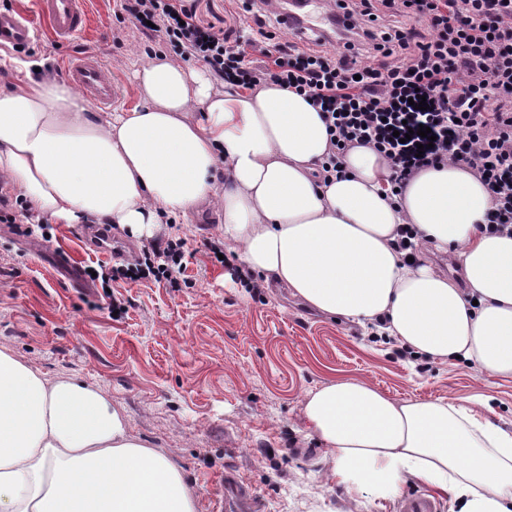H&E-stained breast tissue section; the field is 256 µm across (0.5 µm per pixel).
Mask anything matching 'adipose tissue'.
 Returning a JSON list of instances; mask_svg holds the SVG:
<instances>
[{"mask_svg": "<svg viewBox=\"0 0 512 512\" xmlns=\"http://www.w3.org/2000/svg\"><path fill=\"white\" fill-rule=\"evenodd\" d=\"M142 107L95 112L52 75L0 87V183L29 213L151 235L163 215L216 207L224 241L262 286L384 330L435 360L512 377V233L482 231L491 198L469 170L417 174L385 198L387 161L350 149L324 176L330 135L308 98L269 84L218 91L160 55L134 72ZM200 119H190L191 110ZM452 250L462 283L393 246L398 225ZM309 433L347 495L377 499L418 480L459 512H512V430L443 400L395 399L333 379L305 405ZM0 512H197L167 455L77 377L50 380L0 347Z\"/></svg>", "mask_w": 512, "mask_h": 512, "instance_id": "obj_1", "label": "adipose tissue"}]
</instances>
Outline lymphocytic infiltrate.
<instances>
[{
    "label": "lymphocytic infiltrate",
    "mask_w": 512,
    "mask_h": 512,
    "mask_svg": "<svg viewBox=\"0 0 512 512\" xmlns=\"http://www.w3.org/2000/svg\"><path fill=\"white\" fill-rule=\"evenodd\" d=\"M120 6L136 27L150 28L181 59L203 62L233 88L272 82L308 97L331 136L324 172H338L349 148L371 147L388 160L396 197L421 170L459 165L490 194L486 231H512V0H340L344 32H312L299 44L266 29L248 43L235 26L201 25L189 0ZM389 18L394 26L377 28ZM254 50L264 64L251 59ZM422 125L432 147L421 145ZM185 253L184 239H169L162 263L147 257L96 276L105 285L118 278L173 283Z\"/></svg>",
    "instance_id": "1"
}]
</instances>
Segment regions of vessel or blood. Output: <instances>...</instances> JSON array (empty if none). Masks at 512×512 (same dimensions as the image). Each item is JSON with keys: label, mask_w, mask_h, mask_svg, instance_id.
Segmentation results:
<instances>
[{"label": "vessel or blood", "mask_w": 512, "mask_h": 512, "mask_svg": "<svg viewBox=\"0 0 512 512\" xmlns=\"http://www.w3.org/2000/svg\"><path fill=\"white\" fill-rule=\"evenodd\" d=\"M264 9L285 11L288 24L300 30H319L320 26L334 22L336 0H265ZM89 23L85 0H35V9L25 12L0 5V49L26 52L34 46L40 30H48L58 41L66 42L84 32ZM68 82L91 106L100 110L111 109L120 100V91L107 74L100 54L85 49L72 54L65 65ZM254 496L240 485L232 475L224 477L225 512H242L252 504Z\"/></svg>", "instance_id": "b4317fda"}]
</instances>
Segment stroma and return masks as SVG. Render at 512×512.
Returning <instances> with one entry per match:
<instances>
[{"label": "stroma", "instance_id": "35a3bbf8", "mask_svg": "<svg viewBox=\"0 0 512 512\" xmlns=\"http://www.w3.org/2000/svg\"><path fill=\"white\" fill-rule=\"evenodd\" d=\"M205 24L257 29L242 0H195ZM89 31L58 43L41 36L24 54L0 51V75L11 83L40 73L64 80V62L83 46L103 54L120 109L139 105L134 72L147 52L168 46L143 34L120 0H89ZM28 217L0 223V345L50 379L77 376L122 408L135 435L173 458L195 490L198 512H222L221 483L232 472L257 497V512H397L410 482L386 500L349 498L330 479L326 448L310 436L305 404L328 379L365 380L396 399L452 400L512 429V378H491L465 361L440 362L371 342L361 327L309 309L290 290L249 293L205 247L221 237L220 218L205 206L158 225L154 236L113 228L121 256L186 240L177 286L113 281L103 291L87 269L113 265L90 249L76 227L54 223L43 239ZM122 312H109L110 303Z\"/></svg>", "mask_w": 512, "mask_h": 512}]
</instances>
